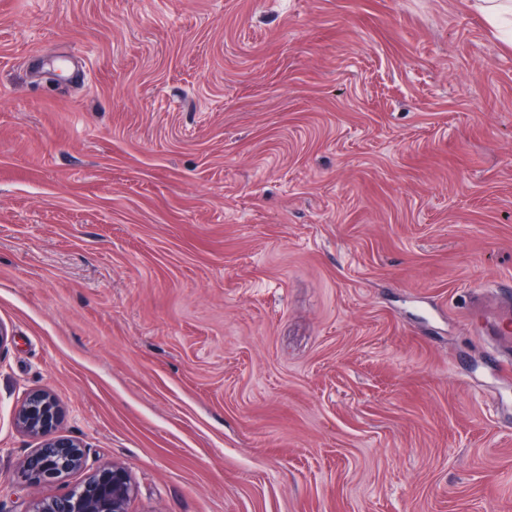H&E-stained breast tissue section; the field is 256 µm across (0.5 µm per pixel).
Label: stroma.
Returning a JSON list of instances; mask_svg holds the SVG:
<instances>
[{"label":"stroma","instance_id":"1","mask_svg":"<svg viewBox=\"0 0 512 512\" xmlns=\"http://www.w3.org/2000/svg\"><path fill=\"white\" fill-rule=\"evenodd\" d=\"M512 48L472 0H0V512L52 391L129 512H512Z\"/></svg>","mask_w":512,"mask_h":512}]
</instances>
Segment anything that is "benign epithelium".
<instances>
[{
  "label": "benign epithelium",
  "instance_id": "7a95c632",
  "mask_svg": "<svg viewBox=\"0 0 512 512\" xmlns=\"http://www.w3.org/2000/svg\"><path fill=\"white\" fill-rule=\"evenodd\" d=\"M63 410L46 390L27 392L14 415L17 428L38 440L24 458L19 477L30 482L65 481L84 467L85 451L74 439L56 435ZM136 492L131 476L120 465L102 466L67 492L31 501L23 512H129Z\"/></svg>",
  "mask_w": 512,
  "mask_h": 512
}]
</instances>
